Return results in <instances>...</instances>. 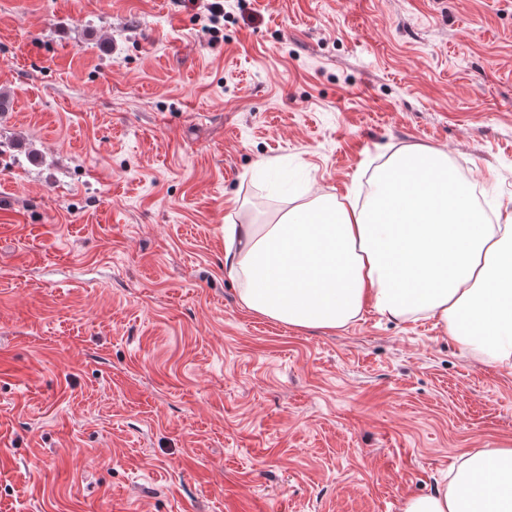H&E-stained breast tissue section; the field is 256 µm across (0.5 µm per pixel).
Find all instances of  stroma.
Returning a JSON list of instances; mask_svg holds the SVG:
<instances>
[{"label":"stroma","mask_w":512,"mask_h":512,"mask_svg":"<svg viewBox=\"0 0 512 512\" xmlns=\"http://www.w3.org/2000/svg\"><path fill=\"white\" fill-rule=\"evenodd\" d=\"M206 5L0 0V512H401L512 443V373L432 320L293 329L224 266L410 147L507 223L512 0Z\"/></svg>","instance_id":"1"}]
</instances>
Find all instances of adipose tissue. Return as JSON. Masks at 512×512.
<instances>
[{
	"mask_svg": "<svg viewBox=\"0 0 512 512\" xmlns=\"http://www.w3.org/2000/svg\"><path fill=\"white\" fill-rule=\"evenodd\" d=\"M367 201L321 193L274 223L232 229L224 262L241 303L295 329L336 330L373 310L433 320L481 361L512 373V224L487 223L436 149H407ZM402 512H512V444L461 454Z\"/></svg>",
	"mask_w": 512,
	"mask_h": 512,
	"instance_id": "ef3b65f1",
	"label": "adipose tissue"
}]
</instances>
